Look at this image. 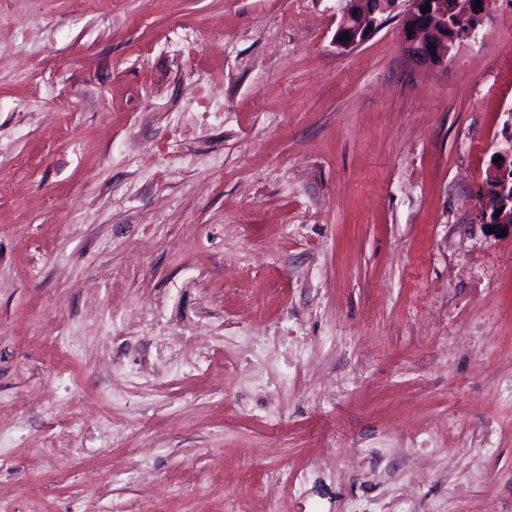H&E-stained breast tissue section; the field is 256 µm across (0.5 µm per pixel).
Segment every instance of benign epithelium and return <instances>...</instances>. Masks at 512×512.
Returning <instances> with one entry per match:
<instances>
[{"label":"benign epithelium","instance_id":"1","mask_svg":"<svg viewBox=\"0 0 512 512\" xmlns=\"http://www.w3.org/2000/svg\"><path fill=\"white\" fill-rule=\"evenodd\" d=\"M398 0H345L336 29L335 43L341 49L361 45L381 25V15ZM401 42L408 57L432 69L448 66V44L474 36L489 11L490 0H470L461 11L448 15L447 0H403ZM429 7L431 11L423 12ZM502 157L488 170L484 192V215L489 225L512 231V141L496 151ZM502 213H497V210Z\"/></svg>","mask_w":512,"mask_h":512}]
</instances>
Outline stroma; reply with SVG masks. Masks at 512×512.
Returning <instances> with one entry per match:
<instances>
[{"label": "stroma", "instance_id": "obj_1", "mask_svg": "<svg viewBox=\"0 0 512 512\" xmlns=\"http://www.w3.org/2000/svg\"><path fill=\"white\" fill-rule=\"evenodd\" d=\"M344 5L0 0L9 512H512V0ZM345 0L336 29L338 48L352 49L361 45L381 25L382 14L390 12L399 0ZM401 42L408 57L414 62L432 69L448 66V43L455 45L474 36L489 11L491 1H469L461 11L456 10L448 20V4L452 0H402ZM428 4V7H425ZM423 8H431L428 13ZM448 30L452 37H448ZM435 53V56H432ZM509 140L507 139L505 146L495 152L496 157L501 156L502 160L488 170L484 192V215L489 219L488 225L512 232V141ZM499 209H502V213L495 217Z\"/></svg>", "mask_w": 512, "mask_h": 512}]
</instances>
